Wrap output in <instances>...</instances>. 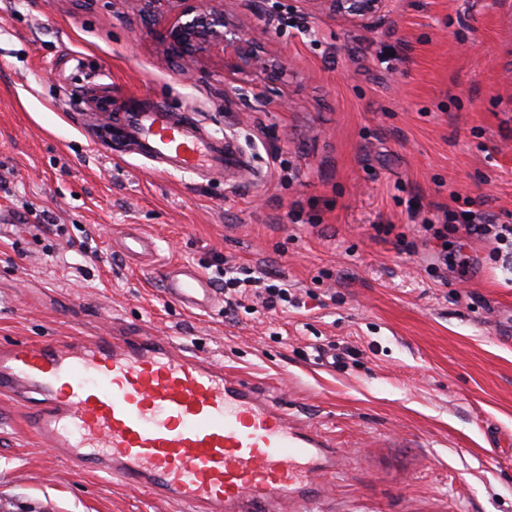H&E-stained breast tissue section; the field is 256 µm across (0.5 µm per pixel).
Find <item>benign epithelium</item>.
<instances>
[{"label": "benign epithelium", "instance_id": "7a95c632", "mask_svg": "<svg viewBox=\"0 0 512 512\" xmlns=\"http://www.w3.org/2000/svg\"><path fill=\"white\" fill-rule=\"evenodd\" d=\"M112 0V7L132 12L153 27L161 53L160 61L180 59L192 65L213 46H224L225 87L246 77L272 79L275 72L268 59L255 49L256 38L246 34L229 18L224 0ZM302 8L360 26L384 20L392 0H300Z\"/></svg>", "mask_w": 512, "mask_h": 512}]
</instances>
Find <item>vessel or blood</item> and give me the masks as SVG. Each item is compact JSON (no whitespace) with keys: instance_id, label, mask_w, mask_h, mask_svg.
Returning <instances> with one entry per match:
<instances>
[{"instance_id":"vessel-or-blood-1","label":"vessel or blood","mask_w":512,"mask_h":512,"mask_svg":"<svg viewBox=\"0 0 512 512\" xmlns=\"http://www.w3.org/2000/svg\"><path fill=\"white\" fill-rule=\"evenodd\" d=\"M122 137L165 168L238 180L246 160L190 116L131 108ZM168 299L216 306L199 270L163 272ZM0 392L28 408V427L55 455L116 476L183 512H321L324 476L344 457L314 426L256 384L155 336L109 334L0 346Z\"/></svg>"}]
</instances>
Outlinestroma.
<instances>
[{
	"label": "stroma",
	"instance_id": "1",
	"mask_svg": "<svg viewBox=\"0 0 512 512\" xmlns=\"http://www.w3.org/2000/svg\"><path fill=\"white\" fill-rule=\"evenodd\" d=\"M262 26L270 83L224 90V52L159 65L148 26L109 0H0V345L171 338L335 440L323 512H512V247L458 231L432 269L422 218L512 225V0H393L364 27L296 0H227ZM186 112L233 139L242 181L162 172L98 145L85 85ZM151 238L145 264L122 250ZM288 284L302 308L190 312L172 264ZM333 350L337 362L319 360ZM0 394V512H179L52 456Z\"/></svg>",
	"mask_w": 512,
	"mask_h": 512
}]
</instances>
